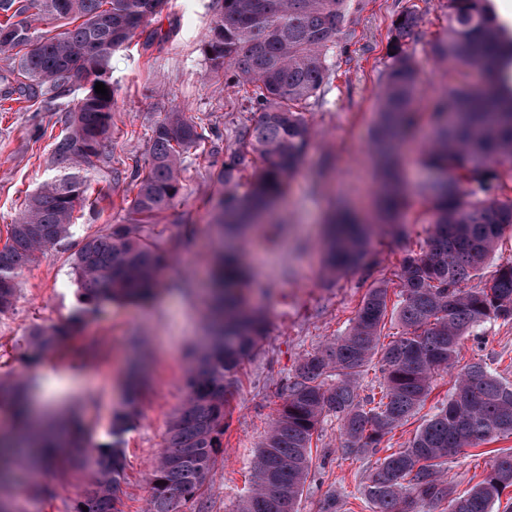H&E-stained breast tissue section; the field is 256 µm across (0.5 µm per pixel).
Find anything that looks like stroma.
<instances>
[{
    "instance_id": "1",
    "label": "stroma",
    "mask_w": 512,
    "mask_h": 512,
    "mask_svg": "<svg viewBox=\"0 0 512 512\" xmlns=\"http://www.w3.org/2000/svg\"><path fill=\"white\" fill-rule=\"evenodd\" d=\"M405 9L422 17L407 41L419 71L421 116L401 148L402 182L415 198L406 217L407 235L398 239L378 225V171L369 144L376 94L389 62V29ZM215 17L212 0H168L129 45L113 52L112 133L104 142L113 161L144 159L151 125L168 112L185 113L218 132V140L206 143L216 162L223 161L232 130L253 120V113L238 108L240 87L211 73L202 54ZM447 25L448 0L352 2L336 50L333 82L308 107L313 140L280 207L286 222L275 230L263 222L248 233L246 262L253 275L248 298L264 312L266 327L256 349L243 360L239 384L229 398L224 452L203 493L207 512H237L239 501L248 494L257 451L298 360L346 333L368 289L394 279L400 259L424 244L432 232L418 194L428 181L419 147L432 133L430 104L448 85L477 86L486 79L478 67L453 68L430 55L429 42L442 36ZM72 104L67 97L61 111L45 112L19 99L8 101L7 111L0 112V245L26 195L48 177L52 138L63 127V110ZM183 179V194L164 219L167 245L177 259L165 270L153 301L101 304L77 336L55 352L34 354L28 346L33 329L65 324L79 307L69 252L49 249L22 268L15 301L0 313V380L26 381L28 399L41 422L70 411L82 414L93 440L99 442L120 405L128 340L141 337L150 384L125 436L126 468L117 492L120 512H145L168 424L185 396L187 354L208 334L207 288L217 245L210 226L216 219L220 188L212 168L194 160L188 161ZM89 196L91 208L71 229L75 244L100 225L122 220L131 193L123 178L105 170L92 178ZM337 207L356 210L374 222L375 229L368 244L369 261L329 279L323 274L322 242L326 221ZM188 224L194 225L195 233L190 246L183 247L178 239ZM187 279L193 288H174V281ZM478 359L512 382V323L488 324L462 339L459 362ZM452 385V374L440 373L419 414L385 436L376 451L361 456H341L338 423L325 417L313 442L311 475L299 512H320L334 495L341 500L342 512H374L362 488L377 460L406 447L425 415L447 402ZM504 453L512 454V436L466 449L449 460L446 477L457 492H464ZM92 483V472L83 468L22 471L0 486V498L15 512H69ZM41 487L49 489V496L38 495Z\"/></svg>"
}]
</instances>
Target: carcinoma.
<instances>
[{"label":"carcinoma","instance_id":"carcinoma-1","mask_svg":"<svg viewBox=\"0 0 512 512\" xmlns=\"http://www.w3.org/2000/svg\"><path fill=\"white\" fill-rule=\"evenodd\" d=\"M164 0H0V52H15L9 89L51 106L68 95L61 80L84 82L67 110L64 129L51 143V171L24 202L0 249V313L16 295L18 271L48 249L64 247L81 219L91 177L112 163L102 147L112 127V52L129 42ZM217 19L202 53L210 70L252 90L242 108L257 115L240 128L215 180L224 186L216 227L224 245L214 258L208 297L210 336L186 368V393L170 421L151 481L148 512H179L197 500L218 455L224 453L228 395L242 361L265 331L263 316L248 305L250 274L243 262L251 225L273 215L289 180L307 153L312 127L309 101L331 84L332 59L351 0H215ZM38 12L29 13L31 7ZM65 19L68 26L37 32L34 21ZM420 15L406 9L392 21L384 81L377 95L372 147L381 173L379 211L400 235L412 197L400 184L398 149L416 124L418 71L406 40ZM439 62H463L488 73V90L451 84L432 106V138L423 163L437 178L419 191L433 230L424 246L402 258L400 301L390 311L388 283L369 289L343 336L305 353L289 378L284 402L258 451L250 494L238 512H297L310 474L313 436L320 419L336 417L341 450L360 455L406 423L424 404L435 371L453 367L460 342L483 324L512 320V262L492 283L469 288L494 248L512 230V195L505 163L512 162V34L490 10L489 0H448V27L429 44ZM103 83L109 95L95 92ZM207 129L181 112H168L150 127L149 151L126 169L133 196L126 218L87 235L72 254L80 282V308L62 326L36 329L37 354L74 334L102 303L148 302L160 272L174 255L157 230L183 189L190 157L200 158ZM247 189L239 192L245 172ZM325 243L333 273L357 267L368 256L370 227L357 215H333ZM401 332L381 342L388 316ZM380 394L360 395L372 367ZM142 382L130 379L124 403L112 416L107 439L91 443V429L73 415L40 427L28 423L22 380L5 389L20 435L0 433V482L17 464L94 472L93 490L72 512H118L125 468L124 437L138 415ZM512 435V383L482 361L457 374L448 404L416 430L406 448L380 460L363 489L376 512H409L417 502H448V512H494L512 487V454L497 457L487 476L462 494L444 480L443 465L464 449Z\"/></svg>","mask_w":512,"mask_h":512}]
</instances>
